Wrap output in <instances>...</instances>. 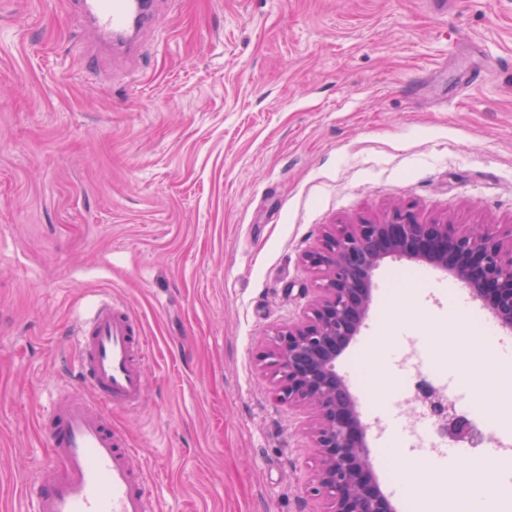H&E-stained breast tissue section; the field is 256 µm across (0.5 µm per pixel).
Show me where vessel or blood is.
<instances>
[{"label":"vessel or blood","instance_id":"obj_1","mask_svg":"<svg viewBox=\"0 0 512 512\" xmlns=\"http://www.w3.org/2000/svg\"><path fill=\"white\" fill-rule=\"evenodd\" d=\"M111 57H126L141 32L157 26V0H71ZM146 343L123 303L102 300L77 329L66 359L72 380L39 417L49 460L30 492L29 512H156L149 479L129 440L112 428V411L135 410L148 379Z\"/></svg>","mask_w":512,"mask_h":512}]
</instances>
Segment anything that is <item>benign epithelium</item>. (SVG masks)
Returning a JSON list of instances; mask_svg holds the SVG:
<instances>
[{
    "label": "benign epithelium",
    "instance_id": "obj_1",
    "mask_svg": "<svg viewBox=\"0 0 512 512\" xmlns=\"http://www.w3.org/2000/svg\"><path fill=\"white\" fill-rule=\"evenodd\" d=\"M389 257L421 260L469 288L512 330V225L473 224L465 231L445 222H424L410 207L383 219L333 224L303 254L317 275L303 315L279 327L258 360L273 378L275 399L312 415L310 433L319 455L314 483L305 492L324 497L331 512H395L371 470L357 404L336 372V360L360 334L372 301V274ZM448 438L474 444L476 429L447 416L435 402Z\"/></svg>",
    "mask_w": 512,
    "mask_h": 512
}]
</instances>
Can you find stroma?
Returning a JSON list of instances; mask_svg holds the SVG:
<instances>
[{
	"label": "stroma",
	"instance_id": "stroma-1",
	"mask_svg": "<svg viewBox=\"0 0 512 512\" xmlns=\"http://www.w3.org/2000/svg\"><path fill=\"white\" fill-rule=\"evenodd\" d=\"M161 0L140 53L109 63L70 0H0V512L47 461L37 414L70 380L102 297L137 316L148 389L112 423L159 512H330L318 453L258 354L299 318L301 257L326 225L409 206L512 224V0ZM481 73L473 86L465 79ZM336 362L365 422H389L400 337L439 352L512 446V379L475 369L460 284L385 259ZM379 483L425 458L368 437Z\"/></svg>",
	"mask_w": 512,
	"mask_h": 512
}]
</instances>
